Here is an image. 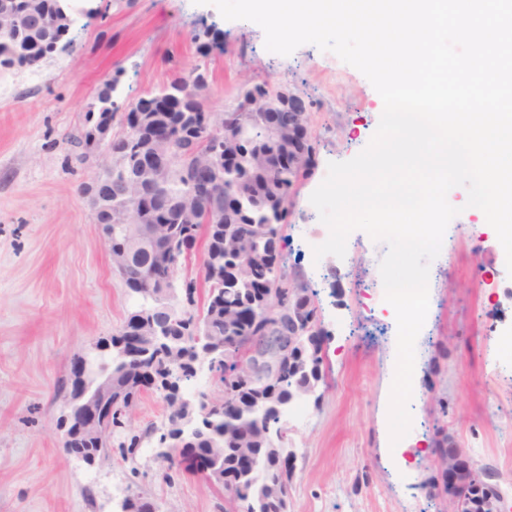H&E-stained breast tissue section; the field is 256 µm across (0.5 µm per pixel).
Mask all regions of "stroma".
I'll return each mask as SVG.
<instances>
[{
	"mask_svg": "<svg viewBox=\"0 0 512 512\" xmlns=\"http://www.w3.org/2000/svg\"><path fill=\"white\" fill-rule=\"evenodd\" d=\"M75 50L28 68H0V512H118L129 466H87L60 446L58 420L76 355L94 354L130 308L82 187L75 131L94 94L117 80L114 98L138 100L171 69L207 64L211 107L222 111L249 80L285 85L310 111L317 164L294 188L278 250L290 276L313 293L323 338L318 403L287 421L295 459L291 512H453L436 448L451 436L493 468L502 512H512V275L486 218L461 212L429 264V309L416 340L410 432L391 443L388 408L396 338L378 299L385 242L354 231L344 258L314 263L303 246L319 214L308 201L329 163L367 147L383 112L369 80L312 44L271 54L256 23L224 19L192 0H111L106 14L70 31ZM208 44L209 58L198 53ZM165 483L156 465L137 480L164 512H224V497L180 459ZM93 497H86V489Z\"/></svg>",
	"mask_w": 512,
	"mask_h": 512,
	"instance_id": "obj_1",
	"label": "stroma"
}]
</instances>
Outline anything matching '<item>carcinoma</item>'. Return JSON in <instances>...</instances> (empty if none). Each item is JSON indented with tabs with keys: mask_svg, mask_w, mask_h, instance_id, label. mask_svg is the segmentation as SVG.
I'll return each instance as SVG.
<instances>
[{
	"mask_svg": "<svg viewBox=\"0 0 512 512\" xmlns=\"http://www.w3.org/2000/svg\"><path fill=\"white\" fill-rule=\"evenodd\" d=\"M12 4L18 19L10 22L7 41L26 46V53L11 59L0 58L1 66L33 64L55 53V48L72 47L68 38L70 29H53L32 35L38 19L58 10L62 0H0ZM209 71L199 66L189 74L174 72L167 82L155 91L179 105L176 112H157L153 119L138 124L135 110L126 103L113 99L115 81H108L97 92L86 111V117L102 110L112 111L116 131L112 135V168L101 170L102 194L112 198V247L121 245L124 237L149 240L132 254L121 278L128 289L132 303L123 325L112 334V353L98 356V371L112 377V395L122 404L137 402L133 390L145 373L152 372L159 382L157 393L165 402L168 420L179 415L178 384L194 378V364L204 352L210 354V371L217 374L214 386L230 390L224 398V407L207 412L204 424L183 440V450H201L210 442L223 443L224 456L211 463L212 474L224 476V483L235 485L239 494L251 501L256 512H280V503L269 497L267 487L278 483L288 491L290 467L276 462L278 452L285 444L278 436L288 408L302 400L304 386L319 385L322 377L318 358L307 346L296 350L293 363H284L274 382L257 390L240 375L231 385L225 373L237 370L231 347L241 336H256L273 322L270 314L291 301L306 308V318L314 320L317 308L308 289L299 287L290 279L286 268H281L283 280L277 294L264 302L249 287V274H262L268 266V254L276 248L275 241L288 215V195L297 184L298 176L287 171L266 167L259 154L274 160L286 151L300 150L296 141L268 135L253 112L243 110L240 99L225 107L222 122L233 132L255 144L248 169L238 175L214 162L207 155L209 145L203 122L204 101L208 94ZM137 126L138 151L128 152L126 128ZM244 190L245 196L229 214L217 224H183L178 220L177 199L184 195L198 198L201 209L224 206V194ZM169 205L167 219L162 224H132L129 212L135 208L147 210L155 201ZM249 237L256 251L250 267L230 272L232 257L237 255L241 240ZM203 244L202 265L211 275L199 280L184 276L187 304L169 310L151 303L144 292L160 285L167 275L168 265L182 253L184 245ZM199 320L208 327L212 342L198 346L193 342L190 324ZM154 326L162 344L142 350L135 357H127L120 344L129 343L139 328ZM135 409H130L123 420L112 428V448L122 460L129 461L131 472L138 473L140 450L158 437L161 428L148 425L139 429L133 425ZM255 449L259 467L248 474L237 467L236 448L240 441ZM151 499L140 492H130L123 500L122 512H151Z\"/></svg>",
	"mask_w": 512,
	"mask_h": 512,
	"instance_id": "carcinoma-1",
	"label": "carcinoma"
}]
</instances>
